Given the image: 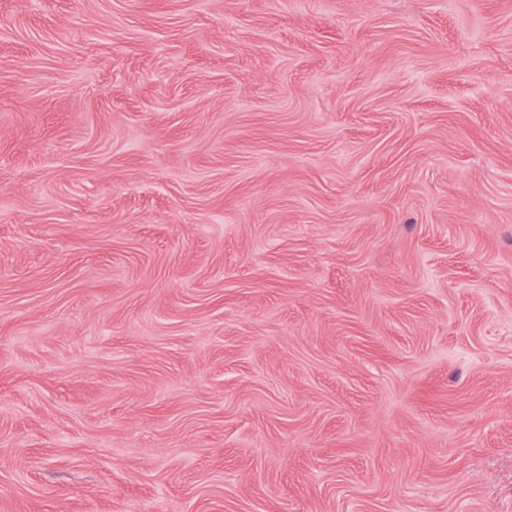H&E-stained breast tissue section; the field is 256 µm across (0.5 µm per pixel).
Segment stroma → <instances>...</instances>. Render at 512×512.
Instances as JSON below:
<instances>
[{
	"label": "stroma",
	"instance_id": "35a3bbf8",
	"mask_svg": "<svg viewBox=\"0 0 512 512\" xmlns=\"http://www.w3.org/2000/svg\"><path fill=\"white\" fill-rule=\"evenodd\" d=\"M0 512H512V0H0Z\"/></svg>",
	"mask_w": 512,
	"mask_h": 512
}]
</instances>
